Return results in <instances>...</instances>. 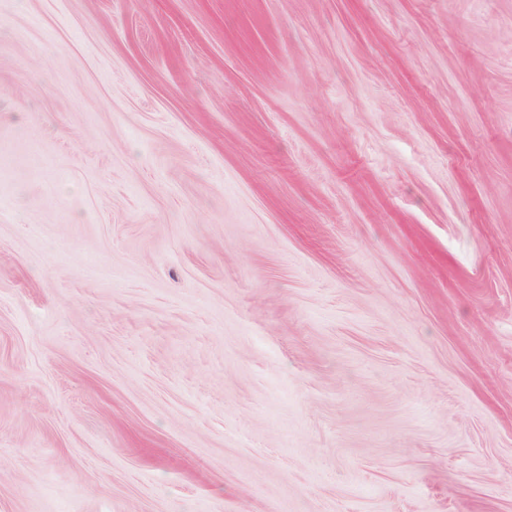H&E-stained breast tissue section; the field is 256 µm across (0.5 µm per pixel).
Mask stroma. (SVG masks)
<instances>
[{"label":"stroma","instance_id":"1","mask_svg":"<svg viewBox=\"0 0 512 512\" xmlns=\"http://www.w3.org/2000/svg\"><path fill=\"white\" fill-rule=\"evenodd\" d=\"M0 512H512V0H0Z\"/></svg>","mask_w":512,"mask_h":512}]
</instances>
